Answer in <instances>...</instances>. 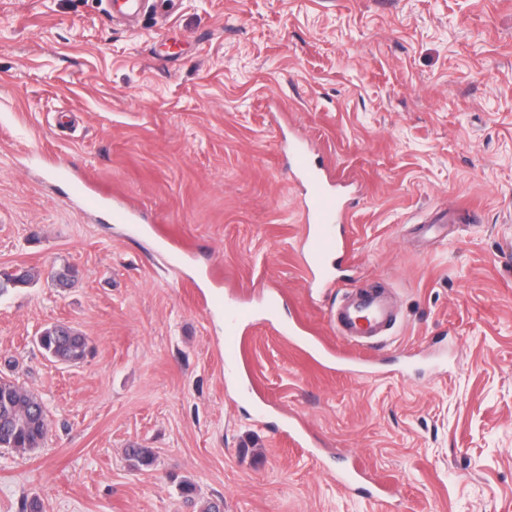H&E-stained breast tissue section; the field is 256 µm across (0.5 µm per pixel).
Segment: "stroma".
Wrapping results in <instances>:
<instances>
[{
	"mask_svg": "<svg viewBox=\"0 0 512 512\" xmlns=\"http://www.w3.org/2000/svg\"><path fill=\"white\" fill-rule=\"evenodd\" d=\"M292 140L357 176L342 265L393 289L390 341L348 346L341 289L308 285ZM456 206L477 221L431 234ZM0 269L32 275L0 295V376L48 418L0 448V512H512V0H0ZM264 291L230 375L205 301ZM53 323L91 353L47 358Z\"/></svg>",
	"mask_w": 512,
	"mask_h": 512,
	"instance_id": "stroma-1",
	"label": "stroma"
}]
</instances>
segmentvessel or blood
I'll return each instance as SVG.
<instances>
[{
    "label": "vessel or blood",
    "mask_w": 512,
    "mask_h": 512,
    "mask_svg": "<svg viewBox=\"0 0 512 512\" xmlns=\"http://www.w3.org/2000/svg\"><path fill=\"white\" fill-rule=\"evenodd\" d=\"M293 177L302 188L303 217L307 225L301 260L310 287L327 288L338 282L335 258L344 245L340 234L348 220L349 207L344 201L340 179L316 166L307 150L294 146L291 152ZM224 364L234 367L242 351V327L257 320H269L276 313L275 301L249 306L225 302ZM337 336L358 343L385 339L395 319L385 289H368L350 282L345 298L327 312Z\"/></svg>",
    "instance_id": "vessel-or-blood-1"
}]
</instances>
